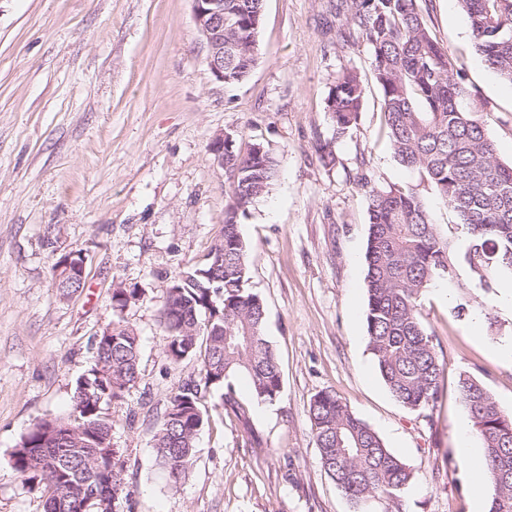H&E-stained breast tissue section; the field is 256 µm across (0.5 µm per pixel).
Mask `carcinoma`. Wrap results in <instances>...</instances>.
<instances>
[{
	"label": "carcinoma",
	"mask_w": 512,
	"mask_h": 512,
	"mask_svg": "<svg viewBox=\"0 0 512 512\" xmlns=\"http://www.w3.org/2000/svg\"><path fill=\"white\" fill-rule=\"evenodd\" d=\"M485 65L512 84V0H458ZM262 0H224V84L242 82L258 60ZM348 37L366 44L382 93L388 138L400 165L427 179L458 216L468 239L464 254L473 278L483 283L512 275V164L501 163L483 124L462 107L466 87L455 77L448 52L432 37L417 0H341ZM360 74L345 68L326 100L335 139L347 136L363 110ZM278 161L261 143L245 154L225 135L224 173L230 201L224 211V246L171 283L161 308L172 364L198 356L200 379L181 385L153 436L157 459L176 488L188 475L204 424L201 393L233 399L231 379L247 376L256 400L271 403L282 392L278 358L265 335L266 309L248 288L247 246L239 231L249 208L267 194ZM369 232L364 255L366 330L379 373L405 408L422 412L439 398L444 360L418 312L422 292L436 278H454L448 241L410 188L368 187ZM84 287L78 275L58 280L67 296ZM136 288L112 290V308L124 310ZM140 342L121 322L94 341V364L77 381L73 412L35 424L13 449L10 465L41 484L45 512H98L95 497H117L124 512L130 490L124 461L111 447L112 421L105 407L119 401L139 377ZM469 420L485 449L492 489L489 512H512V415L504 414L473 377L459 379ZM308 418L320 463L354 512L371 498L400 500L412 468L331 392L316 394ZM54 433L69 434L56 444Z\"/></svg>",
	"instance_id": "cac0c4a2"
}]
</instances>
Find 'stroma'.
<instances>
[{
  "mask_svg": "<svg viewBox=\"0 0 512 512\" xmlns=\"http://www.w3.org/2000/svg\"><path fill=\"white\" fill-rule=\"evenodd\" d=\"M418 5L497 158L512 163V85L475 52L457 0ZM344 30L336 0H264L257 63L228 87L208 68L191 0H0V512H44L42 489L11 468V452L35 423L70 414L94 335L118 320L141 343L137 383L108 410L131 512H350L307 417L324 390L414 472L399 503L372 499L364 512H472L456 453L468 421L458 382L477 378L512 415L506 280L479 283L461 264L422 292L421 321L446 368L435 407L404 408L368 349V198L358 175L413 188L454 253L467 242L430 182L395 159L370 50ZM345 67L366 95L357 127L339 139L326 99ZM223 132L241 147L263 143L279 164L240 232L283 389L262 407L240 375L233 402L205 394L196 455L174 490L153 436L201 362L166 360L160 307L224 229L228 187L209 151ZM328 141L329 166L316 150ZM69 253L85 259V286L64 298L53 266ZM117 284L142 291L120 313Z\"/></svg>",
  "mask_w": 512,
  "mask_h": 512,
  "instance_id": "obj_1",
  "label": "stroma"
}]
</instances>
